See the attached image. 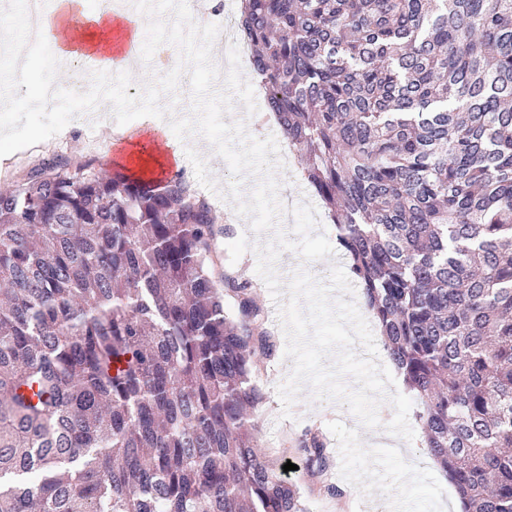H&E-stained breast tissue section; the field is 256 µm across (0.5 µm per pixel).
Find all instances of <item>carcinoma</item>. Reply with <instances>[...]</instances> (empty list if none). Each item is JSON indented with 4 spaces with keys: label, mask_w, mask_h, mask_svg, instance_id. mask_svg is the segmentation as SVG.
<instances>
[{
    "label": "carcinoma",
    "mask_w": 512,
    "mask_h": 512,
    "mask_svg": "<svg viewBox=\"0 0 512 512\" xmlns=\"http://www.w3.org/2000/svg\"><path fill=\"white\" fill-rule=\"evenodd\" d=\"M237 14L428 454L461 512H512V0ZM217 238L180 172L51 153L0 191V512H309L260 449L277 342ZM297 451L340 496L321 436Z\"/></svg>",
    "instance_id": "cac0c4a2"
}]
</instances>
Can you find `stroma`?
<instances>
[{
	"label": "stroma",
	"instance_id": "stroma-1",
	"mask_svg": "<svg viewBox=\"0 0 512 512\" xmlns=\"http://www.w3.org/2000/svg\"><path fill=\"white\" fill-rule=\"evenodd\" d=\"M95 160L98 167L114 170L118 154L107 135H100L97 145L87 143L76 129L62 130L59 137L39 145L0 157V177L8 172L36 165L49 153ZM297 153L288 159L273 157L272 176L278 186L279 199L301 198V212L294 223L278 222L274 227L258 233L250 218L233 224L232 235L238 238L236 251L225 254L224 263L236 266L242 256L249 255L253 263L246 276L264 287L261 299L267 325L278 344H285L280 324L279 307L289 298L288 286L300 271L308 273L321 285H329L334 266H346L343 248L336 240V228L327 220L319 198L302 180L294 178L293 166L298 165ZM293 369V362L284 354L263 361L262 373L256 379L265 395V403L257 414L261 447L276 466L294 463L287 478L303 483V472L297 467L298 455L285 448L287 440L299 437L306 429L323 432L333 454V468L329 476L335 484L350 483L358 487L359 497L352 512H367L364 491H389L409 512H459L460 502L434 459L426 452L422 431H415L413 440L391 437L389 443L370 447L364 444V425L345 403L315 397L310 387H303L291 407H283L278 387L285 383ZM413 466L418 479L403 484L402 473Z\"/></svg>",
	"mask_w": 512,
	"mask_h": 512
}]
</instances>
